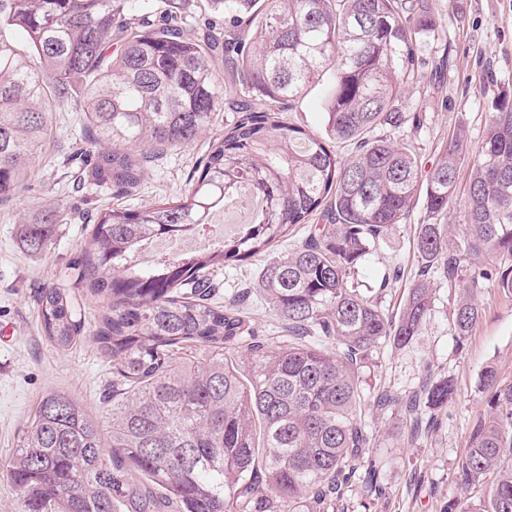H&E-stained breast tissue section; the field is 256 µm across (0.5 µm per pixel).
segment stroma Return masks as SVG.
Returning a JSON list of instances; mask_svg holds the SVG:
<instances>
[{"mask_svg":"<svg viewBox=\"0 0 512 512\" xmlns=\"http://www.w3.org/2000/svg\"><path fill=\"white\" fill-rule=\"evenodd\" d=\"M428 7L443 26L420 41L419 52L430 63L447 62L451 77L438 89L425 82L413 85L402 100L403 111L426 116L424 127H410L403 134L426 171L438 161L457 127H465L467 147L476 150L499 87L512 85V0H428ZM330 83V77H323L304 100L293 103L286 119L309 132L323 133L322 96ZM236 118L231 111L220 113L190 145L153 156L144 166L137 193L119 197L82 181L80 168L69 161L82 144L81 117L67 109L54 112L52 133L18 194L0 203V463L9 459L44 392L65 393L99 419L107 417L104 398L112 385V365L91 336L107 302L90 295L77 279L74 263L90 231L79 213L119 204L145 210L181 197L213 139ZM56 204L68 214L58 224L51 247L39 254L28 252L19 240L20 224L37 207ZM425 216L424 206L416 205L405 223L390 230L354 273L369 288L381 287L382 277H389L379 296L386 311H398L417 278L415 231ZM266 260L261 253L227 263L213 279L220 296L249 292L245 311L258 338L276 346L280 340L275 314L252 293ZM430 281L435 297L422 336L401 350L380 344L362 370V388L368 398L385 388L404 394L433 374L453 378L455 397L424 435L402 425L398 414L364 406L363 421L380 435L375 455L383 469L385 493L370 499L360 486H353L337 502L336 512H448L449 504L465 498L456 471L472 427L486 412L481 375L491 367L499 379L512 381V297L494 282H483L477 292L482 316L460 345L451 325L457 290L439 275H431ZM47 285L66 288L82 314L85 334L66 351L54 348L41 330L33 292Z\"/></svg>","mask_w":512,"mask_h":512,"instance_id":"stroma-1","label":"stroma"}]
</instances>
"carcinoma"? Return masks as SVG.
Listing matches in <instances>:
<instances>
[{
    "label": "carcinoma",
    "instance_id": "carcinoma-1",
    "mask_svg": "<svg viewBox=\"0 0 512 512\" xmlns=\"http://www.w3.org/2000/svg\"><path fill=\"white\" fill-rule=\"evenodd\" d=\"M189 0H0V201L13 199L29 162L51 133L52 114L82 115L90 175L128 194L151 153L189 145L218 112L237 113L214 139L188 194L146 210L112 207L93 218L77 278L108 301L92 336L112 362L107 421L73 398L44 394L9 460L7 476L30 512H334L362 481L384 492L369 455L375 437L361 420L360 369L385 340L413 343L432 310L422 277L389 315L349 285L348 275L396 225L418 190L428 223L416 228L419 261L453 284L457 342L481 317L475 290L494 280L512 295V264L494 270L485 253L512 258V91L492 116L470 172L464 231L443 223L455 198L465 134L446 142L421 174L418 156L391 136L420 126L400 107L427 80L420 40L438 30L427 0H206L224 28L186 33ZM251 37L242 41L236 30ZM223 56L241 91L224 97L215 73ZM49 71L54 83L44 81ZM328 71L323 136L283 120L280 108L306 96ZM353 153L338 157L334 144ZM262 206L206 250L151 265L154 241L207 237L216 212ZM325 224L267 263L256 291L288 332L272 348L239 300L211 298L224 263L271 249L311 217ZM62 209L45 206L20 225L31 252L52 244ZM47 340L67 350L84 324L60 287L37 298ZM244 352L241 371L232 353ZM488 414L469 435L456 480L478 489L464 512H512V381L482 374ZM447 376L404 398L377 397L410 425L448 407Z\"/></svg>",
    "mask_w": 512,
    "mask_h": 512
}]
</instances>
